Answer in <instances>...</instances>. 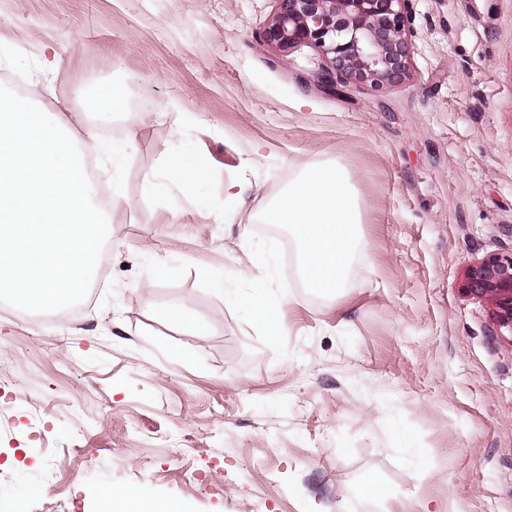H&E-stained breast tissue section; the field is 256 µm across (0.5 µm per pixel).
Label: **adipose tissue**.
I'll return each mask as SVG.
<instances>
[{"label": "adipose tissue", "mask_w": 512, "mask_h": 512, "mask_svg": "<svg viewBox=\"0 0 512 512\" xmlns=\"http://www.w3.org/2000/svg\"><path fill=\"white\" fill-rule=\"evenodd\" d=\"M266 220L287 225L301 246V272L310 287L324 293L343 288L360 244L357 198L347 173L338 165L305 167L279 197ZM100 512H171L169 503L149 501L135 490L107 489Z\"/></svg>", "instance_id": "obj_1"}]
</instances>
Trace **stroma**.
<instances>
[{"instance_id":"1","label":"stroma","mask_w":512,"mask_h":512,"mask_svg":"<svg viewBox=\"0 0 512 512\" xmlns=\"http://www.w3.org/2000/svg\"><path fill=\"white\" fill-rule=\"evenodd\" d=\"M275 9L0 0L1 84L101 131L75 91L118 81L140 116L79 313L0 303V502L98 512L122 487L179 512H365L375 477L378 512H512V340L461 290L468 260L512 251V0H413L411 78L383 89L264 45ZM173 154L204 182L152 192ZM328 161L363 220L334 298L257 229Z\"/></svg>"}]
</instances>
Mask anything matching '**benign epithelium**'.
<instances>
[{
  "label": "benign epithelium",
  "mask_w": 512,
  "mask_h": 512,
  "mask_svg": "<svg viewBox=\"0 0 512 512\" xmlns=\"http://www.w3.org/2000/svg\"><path fill=\"white\" fill-rule=\"evenodd\" d=\"M263 42L288 56L306 44L326 55L334 79L372 88L410 79L412 0H274ZM463 292L489 306L499 335L512 338V252L467 262Z\"/></svg>",
  "instance_id": "1"
}]
</instances>
